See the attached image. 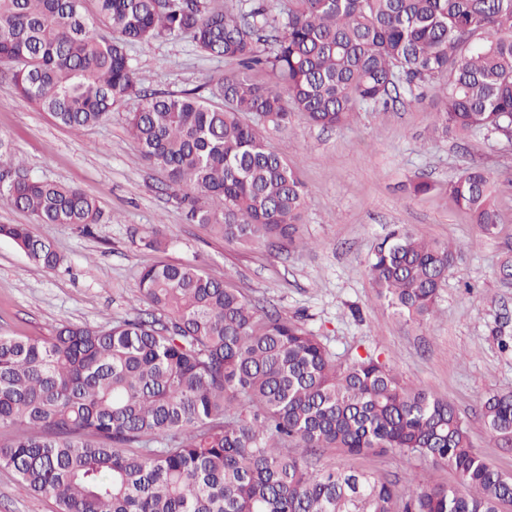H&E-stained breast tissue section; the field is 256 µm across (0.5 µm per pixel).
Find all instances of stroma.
Masks as SVG:
<instances>
[{"mask_svg": "<svg viewBox=\"0 0 512 512\" xmlns=\"http://www.w3.org/2000/svg\"><path fill=\"white\" fill-rule=\"evenodd\" d=\"M129 54L148 94L199 88L235 68L184 40L136 44ZM138 106V99H127L106 121L75 133L0 76V137L15 146L32 177L82 188L102 213L89 234L68 224L42 227L66 260L62 270L33 265L16 243L0 238V334L46 336L64 321L107 324L140 308L137 278L144 266L197 263L256 304L300 320L338 361L378 356L408 386L447 400L465 420L472 448L512 474V446L495 441L482 416L489 393L512 391V281L499 274L512 259L511 142L436 133L440 103L431 86L421 102L363 110L336 129L312 125L298 112L287 129L262 126L267 142L297 163L307 190L299 243L277 252L228 245L185 222L163 177L126 131L127 115ZM471 165L494 180L500 224L491 236L443 190ZM420 178L434 190L410 196L409 184ZM401 226L460 250L435 315L420 325L394 317L367 272L376 247ZM154 230L163 241L158 250L144 242ZM324 460L393 481L415 475L430 484L455 482L448 468L428 461L410 467L392 454L331 450ZM55 510L52 497L33 495L15 474L0 470V512Z\"/></svg>", "mask_w": 512, "mask_h": 512, "instance_id": "obj_1", "label": "stroma"}]
</instances>
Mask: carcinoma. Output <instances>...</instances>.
Returning <instances> with one entry per match:
<instances>
[{
    "mask_svg": "<svg viewBox=\"0 0 512 512\" xmlns=\"http://www.w3.org/2000/svg\"><path fill=\"white\" fill-rule=\"evenodd\" d=\"M112 36L94 32L85 0H0V66L17 93L73 131L131 97L128 132L175 189L190 224L228 245L296 241L305 187L296 164L246 121L278 129L300 112L322 128L428 84L443 100L436 130L512 141V0H95ZM190 41L237 68L213 108L196 91L144 94L127 46ZM268 71L272 81L253 80ZM448 196L492 235L499 214L479 166ZM29 224H0L29 260L64 257L38 226L91 233L96 201L39 180L0 139V204ZM457 250L393 231L368 260L377 296L407 323L435 311ZM150 312L106 326L65 322L48 336L0 335V469L57 512H512V476L471 447L446 400L406 386L368 354L336 362L321 338L193 264L138 277ZM491 436L512 443V392L488 397ZM396 452L450 468L456 484H405L321 462L328 450Z\"/></svg>",
    "mask_w": 512,
    "mask_h": 512,
    "instance_id": "carcinoma-1",
    "label": "carcinoma"
}]
</instances>
